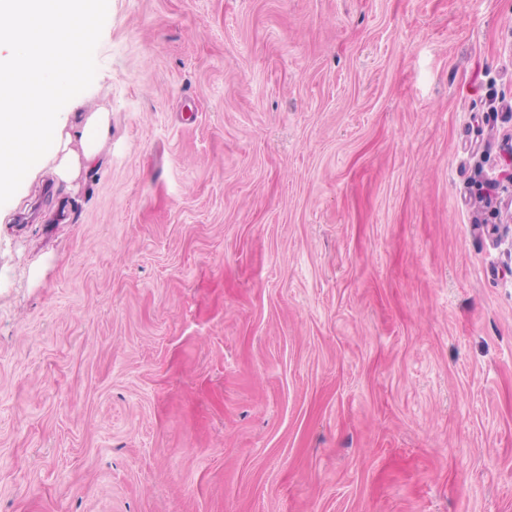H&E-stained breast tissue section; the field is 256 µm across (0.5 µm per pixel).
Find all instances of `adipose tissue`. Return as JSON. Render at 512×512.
I'll use <instances>...</instances> for the list:
<instances>
[{
	"mask_svg": "<svg viewBox=\"0 0 512 512\" xmlns=\"http://www.w3.org/2000/svg\"><path fill=\"white\" fill-rule=\"evenodd\" d=\"M84 0H0V188L23 170L43 135L55 137L49 174L71 182L96 161L110 130V115L86 113L73 140L50 104L83 101L73 89L86 73L81 50L97 23Z\"/></svg>",
	"mask_w": 512,
	"mask_h": 512,
	"instance_id": "1",
	"label": "adipose tissue"
}]
</instances>
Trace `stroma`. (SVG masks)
<instances>
[{"mask_svg":"<svg viewBox=\"0 0 512 512\" xmlns=\"http://www.w3.org/2000/svg\"><path fill=\"white\" fill-rule=\"evenodd\" d=\"M72 184L0 191V512H512V0H99Z\"/></svg>","mask_w":512,"mask_h":512,"instance_id":"stroma-1","label":"stroma"}]
</instances>
